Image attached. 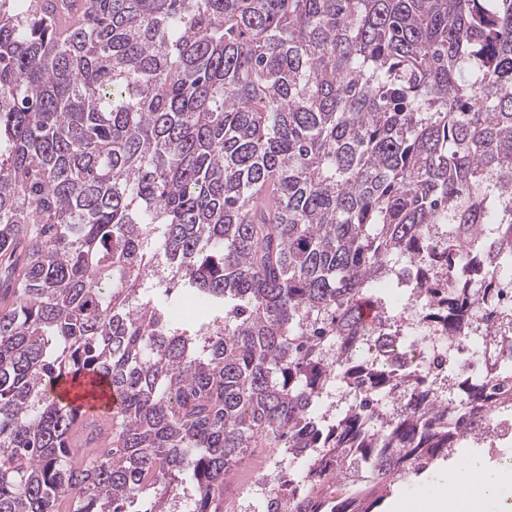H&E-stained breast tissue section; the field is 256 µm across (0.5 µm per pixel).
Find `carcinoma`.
Masks as SVG:
<instances>
[{"label": "carcinoma", "instance_id": "cac0c4a2", "mask_svg": "<svg viewBox=\"0 0 512 512\" xmlns=\"http://www.w3.org/2000/svg\"><path fill=\"white\" fill-rule=\"evenodd\" d=\"M430 224L454 335L512 275V0H0V512H173L184 480L219 512L258 448L304 462L264 512H373L461 440L423 369L349 344ZM87 374L107 447L52 390Z\"/></svg>", "mask_w": 512, "mask_h": 512}]
</instances>
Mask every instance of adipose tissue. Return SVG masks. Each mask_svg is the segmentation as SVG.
Listing matches in <instances>:
<instances>
[{
  "mask_svg": "<svg viewBox=\"0 0 512 512\" xmlns=\"http://www.w3.org/2000/svg\"><path fill=\"white\" fill-rule=\"evenodd\" d=\"M512 475L476 458L461 460L452 470L432 472L426 483L430 512H484L486 504L499 503L501 512H512V501L503 489Z\"/></svg>",
  "mask_w": 512,
  "mask_h": 512,
  "instance_id": "adipose-tissue-1",
  "label": "adipose tissue"
}]
</instances>
